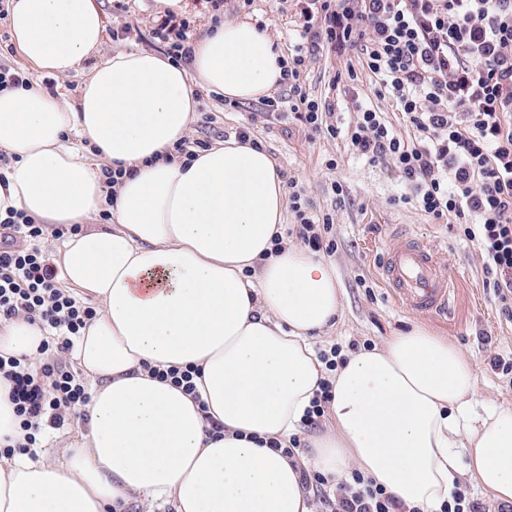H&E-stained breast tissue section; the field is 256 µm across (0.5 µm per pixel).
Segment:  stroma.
I'll list each match as a JSON object with an SVG mask.
<instances>
[{
    "label": "stroma",
    "mask_w": 512,
    "mask_h": 512,
    "mask_svg": "<svg viewBox=\"0 0 512 512\" xmlns=\"http://www.w3.org/2000/svg\"><path fill=\"white\" fill-rule=\"evenodd\" d=\"M106 23L104 55L129 50L165 54L163 44L150 34L155 15L154 0H98ZM296 0H226L224 18L248 16L266 25L281 55H288L297 40L294 15ZM353 54L334 56L319 50L312 56L303 79L310 96L333 99L339 126L358 118L359 106L383 113L397 132L406 125L389 97L379 96L371 80H364L358 94L332 87L334 74L346 73ZM189 139L215 145L233 138L239 127L250 129V139L264 148L279 168L284 183H297L304 190L309 213L331 215L332 253L323 261L336 273L341 289V309L328 336L317 339L318 347L347 349L350 342L381 346L397 331L415 323L448 337L473 357L478 378L474 410L484 414L495 407H512V376L502 365H512V318L505 315L486 288L484 259L476 243L463 229L425 216L402 203L406 192L400 173L385 164H370L353 154L343 137L317 135L295 121L288 104H281L271 117L262 101L224 104L223 95L208 89L199 92ZM342 194H335L334 185ZM402 232L422 239L448 255V268L457 288L447 315L425 317L397 303L386 293L380 266L393 234Z\"/></svg>",
    "instance_id": "35a3bbf8"
}]
</instances>
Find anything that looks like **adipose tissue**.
Here are the masks:
<instances>
[{
  "label": "adipose tissue",
  "mask_w": 512,
  "mask_h": 512,
  "mask_svg": "<svg viewBox=\"0 0 512 512\" xmlns=\"http://www.w3.org/2000/svg\"><path fill=\"white\" fill-rule=\"evenodd\" d=\"M16 52L57 81L84 69L75 102L0 90V150L13 156L0 213L45 228L60 277L98 306L72 357L90 380L86 426L62 462L0 455V512H117L135 495L174 512H317L305 466L356 468L410 507L437 512L460 473L512 502V408L472 417V359L416 326L349 354L335 371L315 340L341 290L332 268L282 235L286 193L265 149L230 139L172 158L190 132L194 86L256 100L282 79L267 31L238 18L193 40L184 68L130 50L102 57L96 0H10ZM122 170L106 190L104 168ZM113 221L97 223L100 211ZM44 331L0 323V351L43 361ZM194 366L188 394L152 368ZM332 383L310 456L271 449L297 434ZM467 465H460V457Z\"/></svg>",
  "instance_id": "adipose-tissue-1"
}]
</instances>
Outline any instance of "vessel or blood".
Returning <instances> with one entry per match:
<instances>
[{"label": "vessel or blood", "mask_w": 512, "mask_h": 512, "mask_svg": "<svg viewBox=\"0 0 512 512\" xmlns=\"http://www.w3.org/2000/svg\"><path fill=\"white\" fill-rule=\"evenodd\" d=\"M381 273L393 297L416 312L448 310L454 282L448 262L422 240L408 236L389 248Z\"/></svg>", "instance_id": "vessel-or-blood-1"}]
</instances>
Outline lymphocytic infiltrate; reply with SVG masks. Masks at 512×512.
I'll return each mask as SVG.
<instances>
[{"mask_svg": "<svg viewBox=\"0 0 512 512\" xmlns=\"http://www.w3.org/2000/svg\"><path fill=\"white\" fill-rule=\"evenodd\" d=\"M299 43L282 62L296 120L314 134L343 135L369 163L391 161L409 188L405 202L425 215L452 218L482 249L488 287L512 313V0H299ZM172 63L193 58L188 19L165 14L152 29ZM334 54L358 50L357 68L395 102L413 134L393 133L379 112L361 108L355 124L335 125L333 104L311 99L304 87L306 46ZM43 229L18 210L0 218V320L26 314L57 330L41 352L40 372L0 353V377L28 444L64 426L65 410L88 401L83 383L60 359L91 320L92 307L56 285V273L37 245ZM306 489L331 493L335 512H407L385 488L359 472L331 482L315 470L301 474Z\"/></svg>", "mask_w": 512, "mask_h": 512, "instance_id": "f902f5d3", "label": "lymphocytic infiltrate"}]
</instances>
